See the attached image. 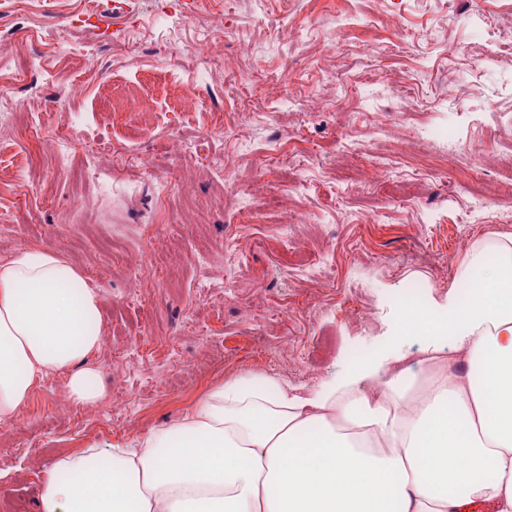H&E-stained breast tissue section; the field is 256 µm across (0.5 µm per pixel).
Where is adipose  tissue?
I'll use <instances>...</instances> for the list:
<instances>
[{
	"mask_svg": "<svg viewBox=\"0 0 512 512\" xmlns=\"http://www.w3.org/2000/svg\"><path fill=\"white\" fill-rule=\"evenodd\" d=\"M460 275L476 283L472 305L450 292L446 314L404 318L425 374L371 358L306 396L238 376L133 443L60 456L42 512H512V238L474 242ZM102 324L98 292L60 252L1 261L0 423L53 374L72 403L94 404L86 362ZM385 364L387 385L363 392Z\"/></svg>",
	"mask_w": 512,
	"mask_h": 512,
	"instance_id": "1",
	"label": "adipose tissue"
}]
</instances>
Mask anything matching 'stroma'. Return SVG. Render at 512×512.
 <instances>
[{"label":"stroma","mask_w":512,"mask_h":512,"mask_svg":"<svg viewBox=\"0 0 512 512\" xmlns=\"http://www.w3.org/2000/svg\"><path fill=\"white\" fill-rule=\"evenodd\" d=\"M511 34L512 0H0V98L31 102L0 132V261L61 251L104 338L95 405L58 375L0 424V512H41L62 454L137 440L243 373L305 395L358 351L416 363L395 297L420 283L445 306L466 245L512 223H461L477 169L415 134L512 149ZM88 156L111 188L80 180Z\"/></svg>","instance_id":"35a3bbf8"}]
</instances>
